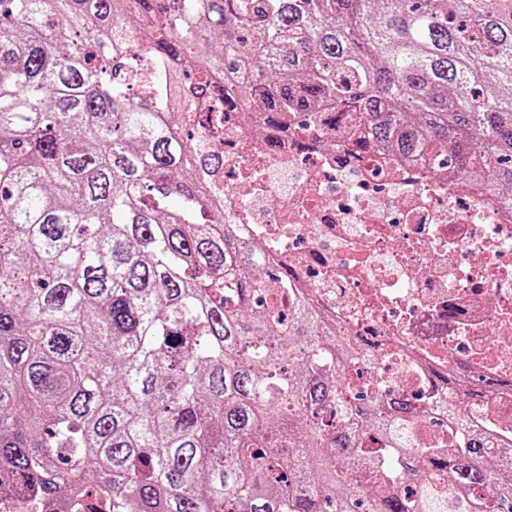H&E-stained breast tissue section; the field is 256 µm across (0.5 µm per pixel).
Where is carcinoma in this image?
Listing matches in <instances>:
<instances>
[{"mask_svg":"<svg viewBox=\"0 0 512 512\" xmlns=\"http://www.w3.org/2000/svg\"><path fill=\"white\" fill-rule=\"evenodd\" d=\"M226 85L271 148L363 125L512 189V0H0V497L512 512V468H486L512 442L357 395L355 345H319L288 275L218 230L200 171L222 158L173 117Z\"/></svg>","mask_w":512,"mask_h":512,"instance_id":"cac0c4a2","label":"carcinoma"}]
</instances>
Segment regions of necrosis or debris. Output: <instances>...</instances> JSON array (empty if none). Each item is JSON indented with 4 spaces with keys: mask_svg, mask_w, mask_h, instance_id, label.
I'll list each match as a JSON object with an SVG mask.
<instances>
[{
    "mask_svg": "<svg viewBox=\"0 0 512 512\" xmlns=\"http://www.w3.org/2000/svg\"><path fill=\"white\" fill-rule=\"evenodd\" d=\"M259 113L202 128L224 166V221L284 267L321 326L362 355V381L419 409L462 402L512 440V209L424 160L309 129L265 143ZM454 375V386L440 384ZM485 395L472 399L474 389Z\"/></svg>",
    "mask_w": 512,
    "mask_h": 512,
    "instance_id": "4bbe7bcc",
    "label": "necrosis or debris"
}]
</instances>
